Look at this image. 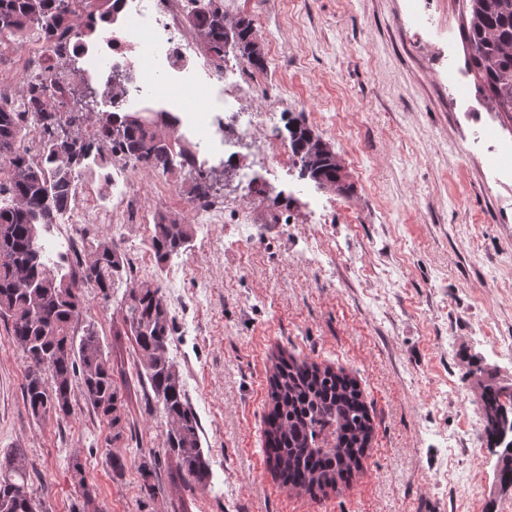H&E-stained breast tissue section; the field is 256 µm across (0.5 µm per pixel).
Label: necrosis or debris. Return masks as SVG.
I'll return each instance as SVG.
<instances>
[{
  "instance_id": "4bbe7bcc",
  "label": "necrosis or debris",
  "mask_w": 512,
  "mask_h": 512,
  "mask_svg": "<svg viewBox=\"0 0 512 512\" xmlns=\"http://www.w3.org/2000/svg\"><path fill=\"white\" fill-rule=\"evenodd\" d=\"M84 0H70L68 19L53 30L33 28L20 45L0 42V83L6 74L22 76L27 83L67 86L75 81L96 85L104 96H116L119 105H127L146 89L161 92L165 98L189 106L177 135L190 138L196 154L212 152L223 146L231 152L251 145L256 163L269 171L295 167L297 158L290 145L276 133L277 113L288 100L282 90L265 84V73L253 70L251 78L236 80L234 65L218 57L206 59L207 76L202 80L186 78L194 58L202 50L185 21L191 11L190 0H121L114 16L115 25L103 45L87 54V64L71 71L59 63L58 49L74 47L77 33L87 17ZM224 100V139L216 141L209 115L194 111L197 103ZM258 198L249 194L217 197L211 194L194 199L191 208L202 230L223 223L225 211L237 213L241 231L251 235L257 222ZM67 222L71 225L142 223L141 199L135 185H128L120 206L100 211L90 198L70 206Z\"/></svg>"
}]
</instances>
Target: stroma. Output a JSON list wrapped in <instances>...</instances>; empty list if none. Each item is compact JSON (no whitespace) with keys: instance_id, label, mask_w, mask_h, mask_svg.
<instances>
[{"instance_id":"stroma-1","label":"stroma","mask_w":512,"mask_h":512,"mask_svg":"<svg viewBox=\"0 0 512 512\" xmlns=\"http://www.w3.org/2000/svg\"><path fill=\"white\" fill-rule=\"evenodd\" d=\"M271 15L281 58L269 75L287 91L288 117L330 143L348 192L282 172L260 201L246 242L236 213L209 234L188 200L194 172L130 171L146 223L191 225L186 251L152 268L174 281L180 310L169 356L177 365L210 461L212 489L189 477L166 445L167 419L134 365L137 345L121 293L85 289L123 396L124 437L112 469L106 422L72 390L73 412L33 418L22 395L30 363L0 321V455L18 453L40 512H512L487 446L483 382L512 384V180L487 167L479 131L512 141V115L467 65L468 0H248ZM455 70L460 86L445 75ZM336 116L335 129L317 121ZM172 184L175 203L158 200ZM327 204L310 221L313 198ZM332 254L305 261L308 235ZM107 240L132 278L150 237L97 224L81 250ZM354 377L372 419L362 469L317 497L289 491L263 452L275 357ZM84 484L71 478L73 460Z\"/></svg>"}]
</instances>
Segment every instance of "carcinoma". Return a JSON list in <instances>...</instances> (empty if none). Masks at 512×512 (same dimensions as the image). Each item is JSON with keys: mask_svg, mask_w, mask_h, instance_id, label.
<instances>
[{"mask_svg": "<svg viewBox=\"0 0 512 512\" xmlns=\"http://www.w3.org/2000/svg\"><path fill=\"white\" fill-rule=\"evenodd\" d=\"M472 20L466 34L470 66L493 93L500 112H512V0H469ZM67 0H0V39H21L36 27L49 29L63 21ZM207 51L224 57L233 52L251 66H265V49L252 19H231L200 0L188 16ZM26 95L37 112L41 129V157L31 162L21 149L18 134L25 113L14 112L0 99V320L11 339L29 359L32 369L23 398L36 419L49 413L67 418L71 392L79 383L86 399L110 434L105 447L123 437L121 397L112 379V366L100 335L91 323L77 334L85 309L81 288L89 285L108 298L119 284L124 321L135 337L139 376L146 380L168 422L167 445L193 480L206 487L211 469L201 448L198 420L192 411L168 345L173 318L163 301L161 284L133 280L125 254L112 241H99L67 272L53 269L43 253L40 229L58 223L68 204L75 179L103 169L110 151L151 162L168 170L173 155L178 117L161 112L157 118L137 120L129 112H104L96 119L99 138L80 140L61 119L60 107L75 87L31 85ZM290 145L299 159L300 176L320 189H344L343 166L333 147L298 123L288 126ZM190 227L159 215L150 247L157 263L165 264L190 242ZM270 403L264 415L268 464L291 490L309 494L335 489L338 482L361 468L372 436L368 409L355 379L306 361L282 359L269 378ZM503 387L482 385L485 432L494 444L492 422L502 407ZM29 471L19 454L0 457V503L5 512H38L28 491Z\"/></svg>", "mask_w": 512, "mask_h": 512, "instance_id": "cac0c4a2", "label": "carcinoma"}]
</instances>
